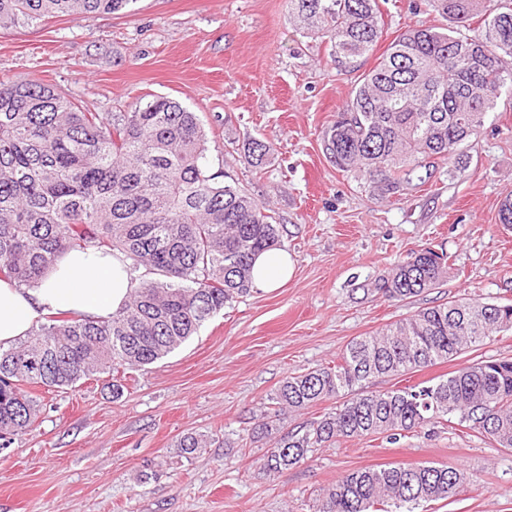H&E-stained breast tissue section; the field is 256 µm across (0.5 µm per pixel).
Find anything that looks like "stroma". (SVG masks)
<instances>
[{
  "mask_svg": "<svg viewBox=\"0 0 512 512\" xmlns=\"http://www.w3.org/2000/svg\"><path fill=\"white\" fill-rule=\"evenodd\" d=\"M379 4L382 37L353 69L331 61L326 38L289 23L286 0H136L126 13L0 29V79L49 80L89 112H124L149 94L196 112L210 173L269 210L296 262L283 288L234 299L162 360L41 394L32 430L0 448V512H311L343 474L398 464L468 476L415 512H512V452L454 422L396 444L342 438L276 476L263 470L271 438L251 435L286 376L335 362L354 337L459 298L512 303V227L498 221L512 195V93L468 141L465 163L439 164L396 197L371 196L323 151L322 130L379 53L409 27L447 24L424 0ZM255 139L273 148L260 168L247 151ZM426 246L448 255L437 288L401 303L364 294ZM491 359H512L511 330L367 388ZM191 432L212 443L185 458L177 443Z\"/></svg>",
  "mask_w": 512,
  "mask_h": 512,
  "instance_id": "35a3bbf8",
  "label": "stroma"
}]
</instances>
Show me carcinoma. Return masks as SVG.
<instances>
[{"instance_id": "carcinoma-1", "label": "carcinoma", "mask_w": 512, "mask_h": 512, "mask_svg": "<svg viewBox=\"0 0 512 512\" xmlns=\"http://www.w3.org/2000/svg\"><path fill=\"white\" fill-rule=\"evenodd\" d=\"M135 0H0V29L52 15L115 13ZM448 18L406 29L322 131L336 169L364 177L390 198L430 169L465 160L463 145L484 126L503 90L512 93V0H425ZM479 18L478 27L471 21ZM288 18L330 43L351 65L381 36L378 0H288ZM196 113L164 96L119 115L83 112L40 79L0 80V280L37 284L69 250H118L153 278L131 279L125 307L105 320L48 316L24 340L0 349V447L32 429L37 397L118 367L168 356L251 287V264L280 242L279 225L245 191L215 181ZM448 257L408 253L366 293L403 302L436 287ZM512 329V304L448 301L352 339L333 366L285 377L254 429L258 438L289 414L340 400L310 425L287 431L264 455L281 474L339 438L392 443L450 418L512 450V361L484 360L428 385L366 391L380 376L445 362ZM208 447L186 434L177 448ZM465 480L448 466L364 467L342 476L314 512H394L446 499Z\"/></svg>"}]
</instances>
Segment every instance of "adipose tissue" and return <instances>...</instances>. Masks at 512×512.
Instances as JSON below:
<instances>
[{
    "label": "adipose tissue",
    "instance_id": "ef3b65f1",
    "mask_svg": "<svg viewBox=\"0 0 512 512\" xmlns=\"http://www.w3.org/2000/svg\"><path fill=\"white\" fill-rule=\"evenodd\" d=\"M293 272L294 261L287 250L261 252L252 264V286L273 290ZM131 277L124 254L85 250L64 254L35 287L0 281V347L11 348L43 317L59 311L111 317L127 303Z\"/></svg>",
    "mask_w": 512,
    "mask_h": 512
}]
</instances>
